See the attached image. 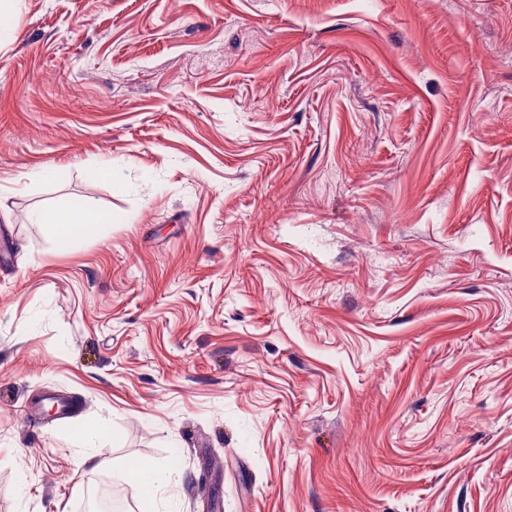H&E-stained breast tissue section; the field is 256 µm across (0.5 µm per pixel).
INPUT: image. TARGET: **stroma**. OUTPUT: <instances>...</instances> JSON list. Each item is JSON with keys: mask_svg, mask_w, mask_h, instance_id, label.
I'll list each match as a JSON object with an SVG mask.
<instances>
[{"mask_svg": "<svg viewBox=\"0 0 512 512\" xmlns=\"http://www.w3.org/2000/svg\"><path fill=\"white\" fill-rule=\"evenodd\" d=\"M5 22L0 512H145L133 459L179 512H512V0ZM77 202L112 222L54 251ZM31 220L45 228L55 251L66 252L105 224H111L112 215L87 205H60L35 211ZM125 479L135 485L141 495L150 501L163 496L161 484L156 478V467L149 460H137L127 466Z\"/></svg>", "mask_w": 512, "mask_h": 512, "instance_id": "stroma-1", "label": "stroma"}]
</instances>
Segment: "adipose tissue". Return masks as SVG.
Here are the masks:
<instances>
[{
	"mask_svg": "<svg viewBox=\"0 0 512 512\" xmlns=\"http://www.w3.org/2000/svg\"><path fill=\"white\" fill-rule=\"evenodd\" d=\"M33 223L43 226L54 250H71L81 239L93 234L112 217L90 206L60 205L35 211Z\"/></svg>",
	"mask_w": 512,
	"mask_h": 512,
	"instance_id": "ef3b65f1",
	"label": "adipose tissue"
}]
</instances>
